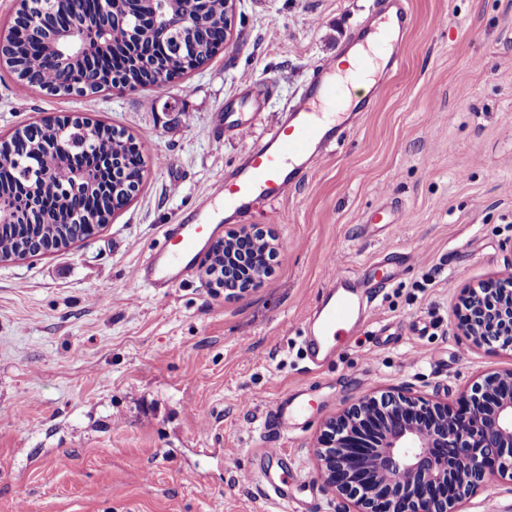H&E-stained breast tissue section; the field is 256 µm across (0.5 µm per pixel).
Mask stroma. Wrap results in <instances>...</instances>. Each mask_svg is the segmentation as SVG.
<instances>
[{
	"label": "stroma",
	"mask_w": 512,
	"mask_h": 512,
	"mask_svg": "<svg viewBox=\"0 0 512 512\" xmlns=\"http://www.w3.org/2000/svg\"><path fill=\"white\" fill-rule=\"evenodd\" d=\"M404 3L400 66L373 107L287 199L220 223L216 240L260 229L277 250L230 298L203 253L166 293L131 274L233 174L248 147L235 124L262 135L387 0H236L228 43L160 91L50 96L0 69V137L84 120L133 135L146 169L91 237L0 262V512H347L314 457L327 420L384 388L453 406L512 368L458 310L463 289L512 272V0ZM379 209L389 225L365 234ZM387 254L412 260L370 324L311 367L302 328L329 257L358 270ZM302 391L308 421L263 433L266 407ZM261 468L288 475L291 500L243 481Z\"/></svg>",
	"instance_id": "stroma-1"
}]
</instances>
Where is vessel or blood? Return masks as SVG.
<instances>
[{"mask_svg": "<svg viewBox=\"0 0 512 512\" xmlns=\"http://www.w3.org/2000/svg\"><path fill=\"white\" fill-rule=\"evenodd\" d=\"M407 26L406 11L400 0H393L389 14L376 12L364 22L361 48L353 60L346 62L336 57L325 60L319 67V77L306 86L286 119L270 127L265 139L253 140L251 124H236V136L251 140L252 145L231 179L210 190L209 199L223 202L225 211L238 214L259 200L273 203L287 198L297 185L308 179L317 160L341 140L349 122V113L336 112L334 122L330 123L319 110L320 105L336 97L337 70L349 74L344 90L346 101H361L363 85L371 77L378 58H385L387 71L398 69L399 56L392 46L404 36ZM215 231L212 215L204 210L197 211L190 222L163 226L165 244L135 267L134 286L156 290L174 287ZM364 285L363 275L356 270H340L332 276L306 339L307 356L315 366L328 362L338 337L353 335L359 328ZM305 410L304 396L290 401L280 399L268 407L266 421L273 430L284 433L289 420L301 419Z\"/></svg>", "mask_w": 512, "mask_h": 512, "instance_id": "b4317fda", "label": "vessel or blood"}]
</instances>
